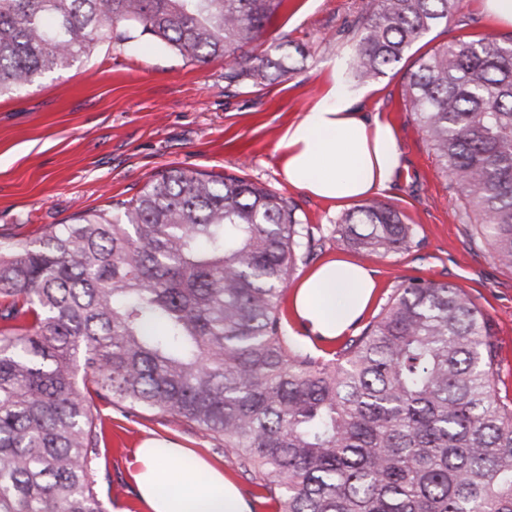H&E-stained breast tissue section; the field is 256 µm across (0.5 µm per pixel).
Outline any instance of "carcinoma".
Returning <instances> with one entry per match:
<instances>
[{
  "label": "carcinoma",
  "instance_id": "1",
  "mask_svg": "<svg viewBox=\"0 0 512 512\" xmlns=\"http://www.w3.org/2000/svg\"><path fill=\"white\" fill-rule=\"evenodd\" d=\"M285 0H0V97L88 55L126 23L224 82L294 72L257 50ZM459 0H377L349 76L412 57L405 106L463 189L456 217L512 271V37L414 45ZM336 242L387 255L410 225L372 199ZM312 232L245 178L171 169L130 200L0 239V512H108L88 394L224 441L278 512H512V404L461 289L413 279L326 359L290 336L281 287Z\"/></svg>",
  "mask_w": 512,
  "mask_h": 512
}]
</instances>
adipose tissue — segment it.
Segmentation results:
<instances>
[{
	"mask_svg": "<svg viewBox=\"0 0 512 512\" xmlns=\"http://www.w3.org/2000/svg\"><path fill=\"white\" fill-rule=\"evenodd\" d=\"M281 172L288 184L336 206L383 193L402 167L396 131L379 115L358 112L343 83L330 77L322 94L281 138ZM376 289L363 264L329 259L310 271L292 298L296 320L313 335H342L367 309ZM183 449L157 439L139 446L134 481L146 512H246L235 485L203 459L177 480Z\"/></svg>",
	"mask_w": 512,
	"mask_h": 512,
	"instance_id": "obj_1",
	"label": "adipose tissue"
}]
</instances>
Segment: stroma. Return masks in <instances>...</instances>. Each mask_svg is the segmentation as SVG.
Returning a JSON list of instances; mask_svg holds the SVG:
<instances>
[{
	"label": "stroma",
	"instance_id": "stroma-1",
	"mask_svg": "<svg viewBox=\"0 0 512 512\" xmlns=\"http://www.w3.org/2000/svg\"><path fill=\"white\" fill-rule=\"evenodd\" d=\"M374 0H285L266 27V43H292L306 57L269 85L226 86L224 62L204 65L145 34L126 40L117 27L87 57L47 74L39 86L0 97V233L31 236L67 224L82 212L140 194L151 176L179 168L247 178L288 197L313 242L291 272L281 298L289 311L296 284L322 260L342 256L374 270L375 301L357 322L359 335L388 297L417 278L463 289L488 317L497 347L496 391L512 401V272L501 268L466 224L453 217L459 190L441 171L414 115L403 105L405 66L366 83H348L360 111L380 113L397 132L404 167L381 198L410 224L411 248L380 256L336 244L340 208L290 187L278 160L282 134L321 95L330 76H345L354 54L351 29ZM482 0H460L455 23L432 34L434 44L474 36L503 40ZM103 427L97 488L108 506L145 512L135 492L132 462L138 446L156 438L175 443L221 470L240 491L247 512H276L252 473L221 441L192 424L152 412L128 416L97 402Z\"/></svg>",
	"mask_w": 512,
	"mask_h": 512
}]
</instances>
